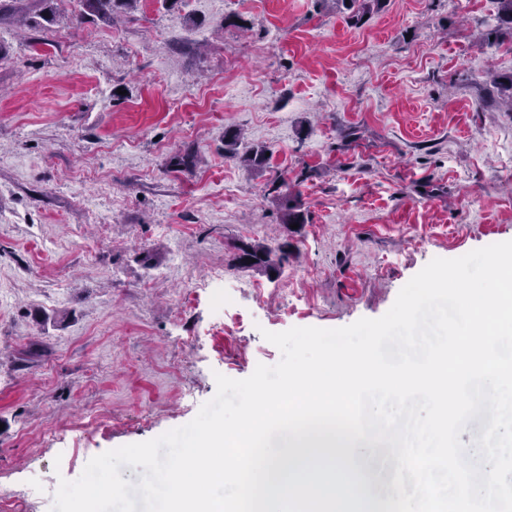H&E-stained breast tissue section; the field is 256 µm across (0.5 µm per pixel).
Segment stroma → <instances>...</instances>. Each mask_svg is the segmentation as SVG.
I'll use <instances>...</instances> for the list:
<instances>
[{
    "instance_id": "obj_1",
    "label": "stroma",
    "mask_w": 512,
    "mask_h": 512,
    "mask_svg": "<svg viewBox=\"0 0 512 512\" xmlns=\"http://www.w3.org/2000/svg\"><path fill=\"white\" fill-rule=\"evenodd\" d=\"M364 3L357 26L336 0L0 18V485H34L35 512L92 457L188 424L216 375L277 364L265 332L381 317L432 259L512 241L495 0ZM230 128L265 171L225 149ZM254 241L293 255L232 266ZM217 268L229 335L202 285Z\"/></svg>"
}]
</instances>
